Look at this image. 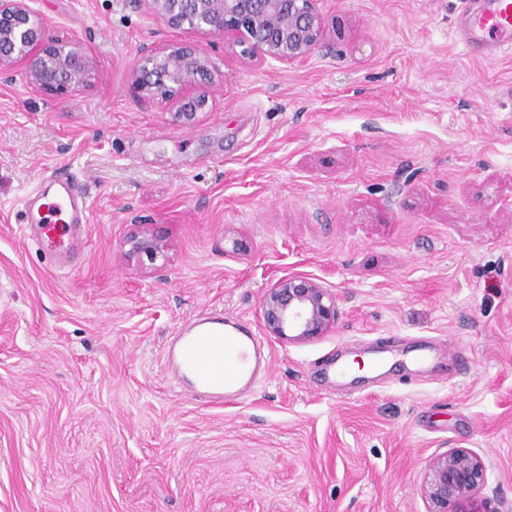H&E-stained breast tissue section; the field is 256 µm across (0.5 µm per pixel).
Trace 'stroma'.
<instances>
[{
    "label": "stroma",
    "instance_id": "1",
    "mask_svg": "<svg viewBox=\"0 0 512 512\" xmlns=\"http://www.w3.org/2000/svg\"><path fill=\"white\" fill-rule=\"evenodd\" d=\"M31 6L97 68L65 95L0 80V512H427V463L457 448L512 512V53L465 47L463 0H318L324 41L290 65L144 0ZM178 43L216 71L189 125L130 80ZM60 172L89 221L50 244L20 209ZM136 224L171 243L163 271L124 258ZM293 274L335 291L326 336L266 335ZM212 308L270 359L221 408L162 368ZM347 359L368 366L332 376Z\"/></svg>",
    "mask_w": 512,
    "mask_h": 512
}]
</instances>
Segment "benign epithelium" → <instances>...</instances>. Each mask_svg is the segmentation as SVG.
I'll return each mask as SVG.
<instances>
[{
	"label": "benign epithelium",
	"mask_w": 512,
	"mask_h": 512,
	"mask_svg": "<svg viewBox=\"0 0 512 512\" xmlns=\"http://www.w3.org/2000/svg\"><path fill=\"white\" fill-rule=\"evenodd\" d=\"M150 8L173 28L184 26L203 35L221 34L241 47L250 61L267 57L291 64L310 55L323 35L317 0H147ZM96 63L76 38L51 33L30 0H0V77L20 72L34 93L67 94L89 85ZM212 64L190 44L164 50H142L131 85L141 101L171 103L173 116L190 124L209 109V95L185 92L190 82L207 83ZM127 255L151 271L165 268L170 247L144 225L126 239ZM262 318L269 335L288 342L312 340L336 325V295L316 279L289 275L263 295ZM484 461L457 448L433 456L427 465L423 495L428 512H492L482 489Z\"/></svg>",
	"instance_id": "7a95c632"
}]
</instances>
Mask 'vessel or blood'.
<instances>
[{"label":"vessel or blood","instance_id":"b4317fda","mask_svg":"<svg viewBox=\"0 0 512 512\" xmlns=\"http://www.w3.org/2000/svg\"><path fill=\"white\" fill-rule=\"evenodd\" d=\"M463 36L481 53L512 51V0H477ZM53 188L50 203L34 198L22 205L25 223L40 225L47 236L57 214H67L73 224L87 221L84 199L72 182L57 179ZM163 361L174 386L217 407L249 393L266 366L259 336L241 324L225 332L224 313L216 309L179 324L164 345Z\"/></svg>","mask_w":512,"mask_h":512}]
</instances>
